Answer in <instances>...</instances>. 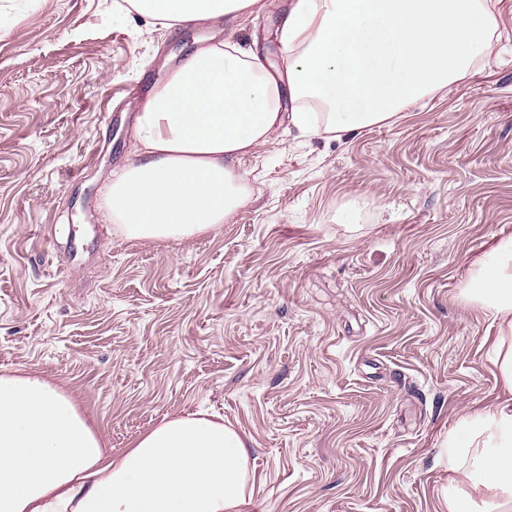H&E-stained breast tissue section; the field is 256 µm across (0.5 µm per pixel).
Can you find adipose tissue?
<instances>
[{
    "label": "adipose tissue",
    "instance_id": "obj_1",
    "mask_svg": "<svg viewBox=\"0 0 512 512\" xmlns=\"http://www.w3.org/2000/svg\"><path fill=\"white\" fill-rule=\"evenodd\" d=\"M261 0H132L152 26L254 14ZM493 0H293L268 63L231 39L201 48L141 105L132 156L103 184L125 240H178L221 226L249 198L238 164L282 126L350 133L451 87L493 48ZM322 106L310 112L298 100ZM466 300L497 328L495 401L448 436V512L512 505V234L475 261ZM246 438L216 413L164 417L112 452L60 387L0 374V512H248Z\"/></svg>",
    "mask_w": 512,
    "mask_h": 512
}]
</instances>
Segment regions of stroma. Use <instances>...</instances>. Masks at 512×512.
<instances>
[{"mask_svg": "<svg viewBox=\"0 0 512 512\" xmlns=\"http://www.w3.org/2000/svg\"><path fill=\"white\" fill-rule=\"evenodd\" d=\"M113 3L0 0V373L72 394L115 451L221 414L250 512H448V433L499 388L463 291L512 234V0L465 80L391 125L277 133L220 228L143 242L104 223L103 181L139 98L210 32ZM288 3L223 34L277 59Z\"/></svg>", "mask_w": 512, "mask_h": 512, "instance_id": "1", "label": "stroma"}]
</instances>
